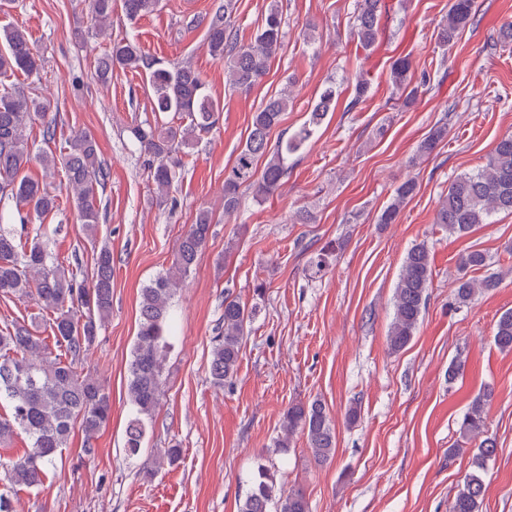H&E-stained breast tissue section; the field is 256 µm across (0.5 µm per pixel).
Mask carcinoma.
Here are the masks:
<instances>
[{"mask_svg": "<svg viewBox=\"0 0 512 512\" xmlns=\"http://www.w3.org/2000/svg\"><path fill=\"white\" fill-rule=\"evenodd\" d=\"M91 13L100 23L112 16L113 0H89ZM159 0H122L127 18L133 20L156 11ZM474 0H449L448 16L436 29L435 39L443 47L454 45L466 28L474 24ZM390 10L388 0H356L355 35L361 47L373 50L382 35L381 20ZM236 0H224L211 16L206 44L212 58L224 63L226 83L233 92L247 93L268 73L272 58L283 46L286 30L278 0L270 3L250 42L238 38ZM42 57L34 49L26 31L9 27L0 43V77L17 72L26 76L39 73ZM142 71L148 78L154 111L173 113L179 123L165 127L134 126L133 138L152 157L148 177L155 190L156 204H167L175 179L171 156L192 148L201 134L212 128L220 103L207 92L201 74L192 66L167 67L146 55L130 39L110 43L97 58L96 72L105 81L114 69ZM408 58L396 59L389 80L398 90H407L412 82ZM292 100L284 91L270 97L252 114L244 146L231 167L224 170V212L237 211L242 195L249 191L257 200L272 195L288 174V156L297 153L314 133L327 113L336 107V85L328 84L320 92L307 123L290 137L271 142L272 133L290 108ZM50 102L30 96L23 88L0 82V200L12 201L17 210H27L42 218L58 208V198L38 180L27 175L33 162L43 167L61 165L66 187L75 196L78 216L87 235L99 224L96 198L105 188L106 168L96 140L87 133H76L68 150L60 156L46 152L33 155L26 128L35 115L46 116ZM447 127L436 126L419 143L421 157L430 156L445 138ZM417 189L414 180L402 182L395 198L378 217L380 224L395 223L401 206ZM512 214V135L502 137L487 163L474 173L457 176L440 200L434 223L448 235L462 237L476 227L489 223L496 213ZM212 215L201 209L194 224L177 241L173 270L153 279L141 289L138 306V330L128 363V393L133 407L125 430L124 448L137 456L163 395L164 355L167 347L165 325L172 296L196 266L211 234ZM49 229L30 240L15 230L0 225V297L28 298L43 313L44 328L50 329L54 345L36 335L35 325L13 321L0 331V401L10 406V415L0 418V439L23 434L30 441L24 455L2 465L8 488H38L44 484L48 467L54 465L67 447L73 425L80 424L86 444L82 454L96 455L92 443L112 415L109 393L101 380L84 370L82 361L99 336L102 323L112 312V250L103 246L93 258L90 279L79 277L78 270L64 265L52 253ZM465 269L486 270L480 278L462 276L453 291L454 303L465 306L477 296L496 287L505 276L490 271L488 255L471 250L460 258ZM432 281L430 250L425 243L412 246L406 253L393 295V317L387 345L397 353L412 341L422 319L428 288ZM256 308L238 297L224 295V333L211 353L209 376L222 387L236 378L241 347L247 326ZM493 341L502 352H512V310L498 319ZM493 389L483 388L467 405L460 420L459 434L472 448H452V454L471 455L470 470L464 477L450 512H480L486 490L488 462L496 456V440L486 434L488 410ZM283 435L274 447H290L291 438L301 432L312 457L319 464L336 454L334 424L324 403L318 398L292 403L281 418ZM181 458V449L166 448L143 465V477L150 478L162 463L173 465ZM239 512H310L300 490L283 491L265 466L246 494Z\"/></svg>", "mask_w": 512, "mask_h": 512, "instance_id": "obj_1", "label": "carcinoma"}]
</instances>
